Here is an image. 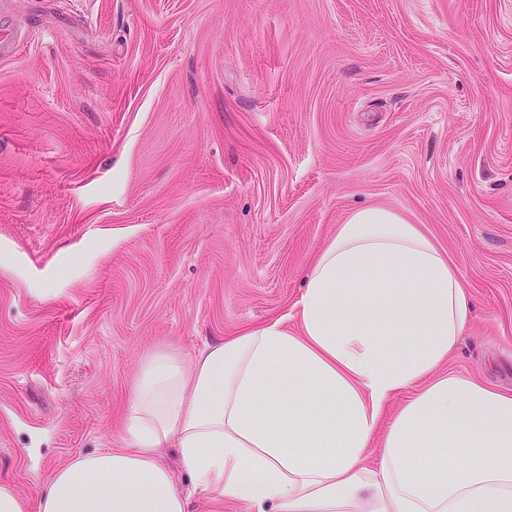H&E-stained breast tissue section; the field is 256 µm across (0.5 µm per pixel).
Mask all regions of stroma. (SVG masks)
I'll list each match as a JSON object with an SVG mask.
<instances>
[{"label":"stroma","instance_id":"35a3bbf8","mask_svg":"<svg viewBox=\"0 0 512 512\" xmlns=\"http://www.w3.org/2000/svg\"><path fill=\"white\" fill-rule=\"evenodd\" d=\"M0 480L121 442L143 359L285 316L350 213L447 252L512 391V0H0Z\"/></svg>","mask_w":512,"mask_h":512}]
</instances>
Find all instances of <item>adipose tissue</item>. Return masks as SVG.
I'll list each match as a JSON object with an SVG mask.
<instances>
[{
  "label": "adipose tissue",
  "mask_w": 512,
  "mask_h": 512,
  "mask_svg": "<svg viewBox=\"0 0 512 512\" xmlns=\"http://www.w3.org/2000/svg\"><path fill=\"white\" fill-rule=\"evenodd\" d=\"M305 281L290 313L191 362L149 354L124 447L76 456L33 502L0 482V512H189L197 495L248 512H512V392L442 371L473 311L447 254L374 206Z\"/></svg>",
  "instance_id": "adipose-tissue-1"
}]
</instances>
